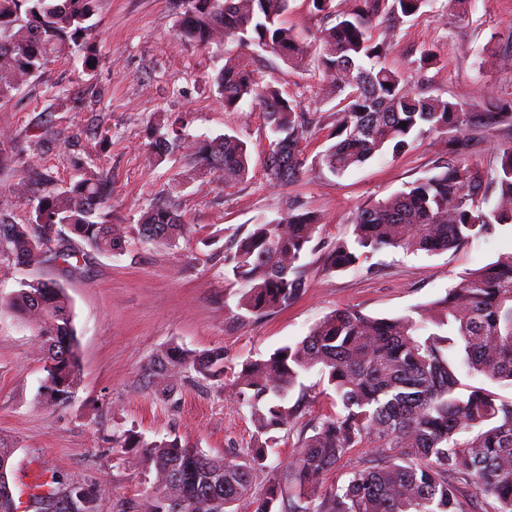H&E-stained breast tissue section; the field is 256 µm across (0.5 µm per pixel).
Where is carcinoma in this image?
<instances>
[{"mask_svg":"<svg viewBox=\"0 0 512 512\" xmlns=\"http://www.w3.org/2000/svg\"><path fill=\"white\" fill-rule=\"evenodd\" d=\"M333 0H313L324 18L317 70L339 98L338 141L319 164L341 175L390 148L398 153L424 132L448 136V156L430 174L389 198L359 207L352 236L325 255L330 271L359 265L371 252L402 248L427 253L458 249L512 224V145L495 148L497 165L485 173L469 162L473 131L512 127V106L463 105L415 90L412 77L382 61L372 37L378 19L400 21L426 0H358L335 15ZM289 0H187L181 39L207 47L224 37L242 47H260L284 62L300 64L307 46L283 23ZM102 0H0V101L36 75L50 54L70 45L83 49L81 65L96 63L91 19ZM226 111L244 102L263 112L273 139L264 164L277 182L304 166L306 113L263 82L249 60H225L216 75ZM176 115L152 128L151 147L162 157L185 150L192 175L226 184L248 174L246 144L226 134L184 141ZM69 186L34 199L28 221L0 212V258L29 266L77 257L78 239L94 251L119 254L125 246L107 219L109 182L81 158L73 160ZM319 224L310 212L289 210L272 224L246 227L224 243V266L244 293L238 306L254 317L283 309L302 290L303 258ZM187 224L171 204L148 209L137 234L146 243L173 247ZM11 313L33 327L46 355L44 403L58 407L74 392L79 358L74 316L63 288L51 281L27 283L8 302ZM190 364L205 377L224 375V351L198 358L177 347L153 360L162 392L172 393L175 374ZM319 369L341 410L311 425L299 437L300 452L254 497L253 512H471L465 488L479 490L481 512H512V399L493 385H512V252L466 273L417 315L376 318L338 309L311 327L294 345L266 359L241 365L233 381L237 399L251 410L252 448L214 458L178 438L144 441L123 434L122 447L142 450L154 474L152 492L128 502L122 512H235L265 468L275 433L288 430L296 407L288 395L300 374ZM480 378L477 385L468 383ZM356 448L364 449L340 486L324 477ZM48 496L65 503L61 512H94L96 492L83 485L53 487ZM0 512H15L9 481L0 480Z\"/></svg>","mask_w":512,"mask_h":512,"instance_id":"cac0c4a2","label":"carcinoma"}]
</instances>
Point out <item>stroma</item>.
I'll return each instance as SVG.
<instances>
[{
  "label": "stroma",
  "mask_w": 512,
  "mask_h": 512,
  "mask_svg": "<svg viewBox=\"0 0 512 512\" xmlns=\"http://www.w3.org/2000/svg\"><path fill=\"white\" fill-rule=\"evenodd\" d=\"M182 0H106L96 16L93 71L77 70L72 57L50 56L44 68L6 103L0 102V156L36 155L52 182L40 193L60 191L71 161H93L110 180V217L125 233V249L109 255L86 250L77 269L55 263L0 264V445L13 449L10 483L24 467L39 466L66 484L100 491L97 512H119L123 502L152 490V477L138 449L116 439L133 432L145 440L179 436L212 456L247 448L255 431L247 405L231 394L230 378L207 379L194 369L178 377L173 398L161 395L148 363L176 346L197 355L224 352L232 368L302 340L310 327L339 308L373 317H395L443 297L472 269L512 250V226L494 236L443 253L385 248L359 266L327 272L324 257L336 240L350 237L356 207L386 199L424 177L447 151L443 138L420 136L395 155L384 151L343 175L318 163L333 143L337 99L321 83L317 53L301 66L256 50L264 81L309 113L313 124L301 140V174L281 184L266 173L272 139L264 116L250 104L224 111L213 81L226 57L239 54L227 41L202 49L181 41ZM385 62L411 73L416 89L463 104L512 102V0H472L467 14L448 0H428L413 17L373 30ZM429 65H421L424 53ZM75 100L51 109L54 94ZM166 113L180 114L192 139L230 134L250 153L246 180L227 185L192 179L186 158H157L150 127ZM186 183L174 206L192 227L174 248L144 243L136 232L142 214L164 200L173 179ZM298 206L320 224L313 250L302 259L305 286L287 308L256 318L238 306L242 289L224 265V244L246 226L272 221ZM53 281L64 289L74 313L80 375L71 399L59 408L41 405L47 361L31 329L2 309L23 284ZM302 404L288 436L270 449L268 474L299 452L304 426L336 412V396L318 370L302 373Z\"/></svg>",
  "instance_id": "1"
}]
</instances>
